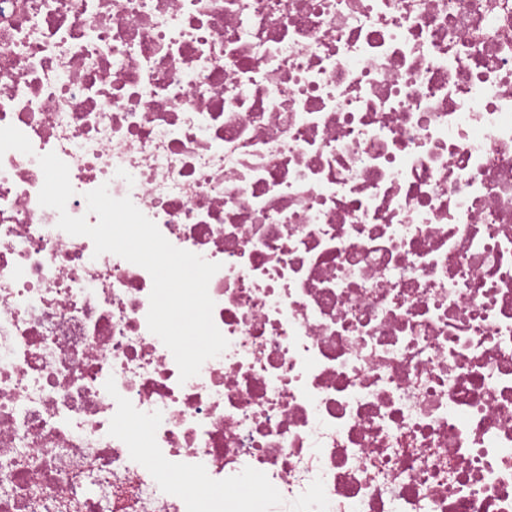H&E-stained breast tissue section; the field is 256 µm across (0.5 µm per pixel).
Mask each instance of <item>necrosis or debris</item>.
Wrapping results in <instances>:
<instances>
[{"instance_id":"4bbe7bcc","label":"necrosis or debris","mask_w":512,"mask_h":512,"mask_svg":"<svg viewBox=\"0 0 512 512\" xmlns=\"http://www.w3.org/2000/svg\"><path fill=\"white\" fill-rule=\"evenodd\" d=\"M51 151L219 264L197 376ZM176 473L512 512V0H0V512H214Z\"/></svg>"}]
</instances>
